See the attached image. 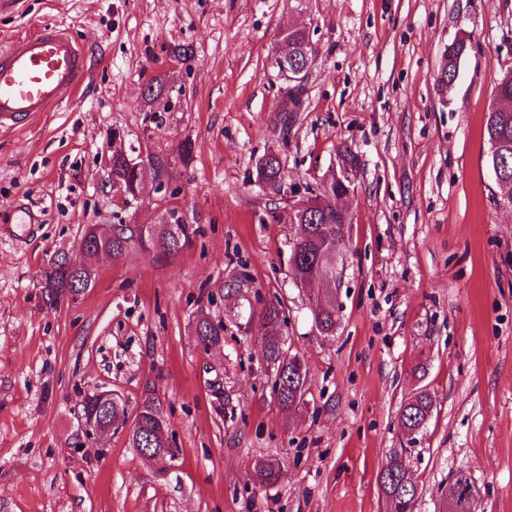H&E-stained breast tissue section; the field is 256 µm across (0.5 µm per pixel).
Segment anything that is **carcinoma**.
Instances as JSON below:
<instances>
[{
  "mask_svg": "<svg viewBox=\"0 0 512 512\" xmlns=\"http://www.w3.org/2000/svg\"><path fill=\"white\" fill-rule=\"evenodd\" d=\"M288 42L295 47L296 64L302 65L306 58L303 49L306 45V36L294 29L287 34ZM464 38L459 37L448 44V65L441 73L443 83H454L458 73V61L464 55ZM495 94L497 103L489 107L484 126V136L489 148L496 149L499 165L503 177L497 182L501 197L512 199V70L503 71L496 83ZM288 101L292 108L278 114L282 127L286 128L294 122L293 113L303 111L300 97L288 92ZM281 165L275 157H264L256 166V179L264 180L276 187L280 182ZM136 180L135 166L122 152L112 154V181L115 184L131 185ZM340 186L335 184L331 189L315 194L316 207L309 214L302 213V208L293 209L292 219L296 223L306 226L307 236L294 244L291 253L293 270L304 274L314 271L317 255L320 250H334L336 243L344 238L343 220L337 216L336 209L326 201V197L336 194ZM159 231L156 236L157 243L164 256L178 254L184 246L188 245L197 229L191 224H183L176 217H171V223L157 225ZM118 232L112 234V239L101 240L94 232L93 225H88L81 238V247L90 253L99 249L109 250L115 258L120 259L138 252L136 236L132 225H116ZM321 278L325 280V289L318 292L311 300V311L314 324L323 334H329L336 328V313L334 306L327 297L326 288L330 287V276L327 270L321 271ZM89 275L75 271H67L58 260H50L49 267L44 273V288L49 298L61 302L74 294L72 286L78 282H86ZM282 305L273 302L267 304L261 311L266 332L262 336V351L266 360L273 364L274 371L281 377V397L278 402L286 409L298 406L304 395L307 371L302 369L299 358L290 354V348L283 343V326L286 319L282 317ZM221 325L214 324L205 311H200L196 324L197 336L205 342L217 345L221 341ZM433 399L426 391H420L403 405L400 422L410 429L421 427L426 415L432 413ZM159 404L153 387L144 388L135 420L142 427L135 431L130 445L134 448H150L156 452L160 448L166 449L169 458H174L176 450L168 447L164 430L158 419ZM407 449L393 448L389 452L387 463L379 474V484L382 492L393 497V502L399 512H414L417 499L413 496V488L405 481ZM283 470L279 463L264 459L259 460L253 467V478L262 485H273L280 481ZM472 483L471 475L463 468L459 469L448 480L444 490V498L452 500V505L458 507L459 512H467L468 489Z\"/></svg>",
  "mask_w": 512,
  "mask_h": 512,
  "instance_id": "obj_1",
  "label": "carcinoma"
}]
</instances>
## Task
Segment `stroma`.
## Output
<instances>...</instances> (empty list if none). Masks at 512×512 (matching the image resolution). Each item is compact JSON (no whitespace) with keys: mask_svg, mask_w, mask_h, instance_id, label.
<instances>
[{"mask_svg":"<svg viewBox=\"0 0 512 512\" xmlns=\"http://www.w3.org/2000/svg\"><path fill=\"white\" fill-rule=\"evenodd\" d=\"M44 23L88 46L90 71L71 99L0 128V206L22 197L40 214L27 239L0 238V512H390L379 473L393 448L417 512H449L440 487L462 467L478 512H512V210L484 139L512 67V0H0V42ZM288 27L315 64L285 130L274 57ZM116 148L144 165L140 196L109 183ZM350 153L325 336L316 287L292 277L289 213ZM271 154L277 195L256 183ZM172 215L198 229L179 254L100 261L91 288L50 304L43 272L58 251L79 257L87 225ZM271 302L307 370L292 410L260 346ZM201 310L224 326L218 347L196 341ZM149 383L175 459H144L122 429L81 432L85 393L118 391L133 412ZM421 388L434 409L409 438L399 411ZM260 458L279 460L278 483L251 480ZM464 40L465 37H458L448 46V65L441 73V80L445 84L452 85L456 80L458 73V61L466 52H463ZM320 276L325 280V288H321V291L311 300V311L314 324L320 333L329 334L336 328V312L327 297L326 289L330 287V276L327 269L324 268Z\"/></svg>","mask_w":512,"mask_h":512,"instance_id":"stroma-1","label":"stroma"}]
</instances>
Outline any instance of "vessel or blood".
Listing matches in <instances>:
<instances>
[{"instance_id": "b4317fda", "label": "vessel or blood", "mask_w": 512, "mask_h": 512, "mask_svg": "<svg viewBox=\"0 0 512 512\" xmlns=\"http://www.w3.org/2000/svg\"><path fill=\"white\" fill-rule=\"evenodd\" d=\"M88 52L85 45L56 26L45 24L18 44L0 47V128L15 126L36 112H47L69 98L87 78ZM15 216L6 225L32 230L39 216L17 199L0 207Z\"/></svg>"}]
</instances>
